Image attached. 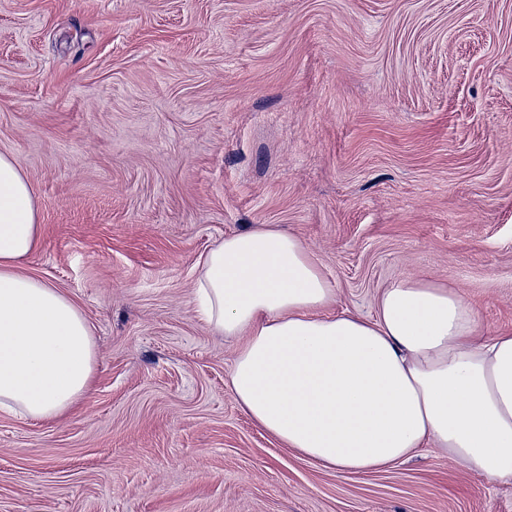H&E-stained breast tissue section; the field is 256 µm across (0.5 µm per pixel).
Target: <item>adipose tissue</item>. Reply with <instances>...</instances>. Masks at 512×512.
Instances as JSON below:
<instances>
[{"label":"adipose tissue","instance_id":"adipose-tissue-1","mask_svg":"<svg viewBox=\"0 0 512 512\" xmlns=\"http://www.w3.org/2000/svg\"><path fill=\"white\" fill-rule=\"evenodd\" d=\"M40 238L30 185L0 154V412L48 422L87 392L96 344L69 297L20 273ZM335 301L297 236L251 229L206 254L193 304L244 339L230 374L241 410L327 470L378 471L431 448L512 483V334L482 336L460 294L410 278L381 292L371 319L324 316Z\"/></svg>","mask_w":512,"mask_h":512}]
</instances>
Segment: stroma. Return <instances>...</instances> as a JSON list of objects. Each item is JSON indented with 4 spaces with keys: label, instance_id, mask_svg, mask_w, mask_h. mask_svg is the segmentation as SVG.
Returning <instances> with one entry per match:
<instances>
[{
    "label": "stroma",
    "instance_id": "1",
    "mask_svg": "<svg viewBox=\"0 0 512 512\" xmlns=\"http://www.w3.org/2000/svg\"><path fill=\"white\" fill-rule=\"evenodd\" d=\"M19 266L93 329L64 418L0 413V512H512L433 451L325 470L258 427L192 297L225 236H299L370 319L401 277L512 331V0H0Z\"/></svg>",
    "mask_w": 512,
    "mask_h": 512
}]
</instances>
